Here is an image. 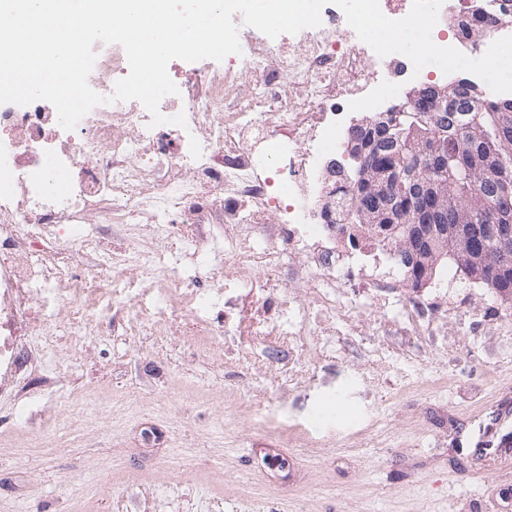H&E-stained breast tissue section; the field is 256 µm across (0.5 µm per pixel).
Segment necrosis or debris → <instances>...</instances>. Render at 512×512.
Returning <instances> with one entry per match:
<instances>
[{"label": "necrosis or debris", "instance_id": "obj_1", "mask_svg": "<svg viewBox=\"0 0 512 512\" xmlns=\"http://www.w3.org/2000/svg\"><path fill=\"white\" fill-rule=\"evenodd\" d=\"M344 18L324 6L320 26L297 33L295 52L243 28L238 66L171 63L179 92L160 110L184 114L183 128L151 126L140 102H111L129 72L117 44H94L88 82L106 101L74 130L48 102L0 104V397L28 426L27 447H53L61 430L54 419L36 425L43 410L25 395L40 369L34 336L179 335L205 349L237 335L246 360L264 367L257 342L314 332L322 352L354 348L383 364L404 338L430 344L470 318L440 288L407 293L393 271L358 263L335 212L322 209L336 192L324 172L340 147L337 102L361 104L388 81L387 66L406 63L394 53L386 68L369 67L358 47L337 59ZM241 67L256 74L245 100ZM286 82L300 95L282 96ZM283 283L301 303L280 296ZM370 314L392 324L382 340L363 327Z\"/></svg>", "mask_w": 512, "mask_h": 512}]
</instances>
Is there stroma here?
I'll use <instances>...</instances> for the list:
<instances>
[{
    "label": "stroma",
    "instance_id": "1",
    "mask_svg": "<svg viewBox=\"0 0 512 512\" xmlns=\"http://www.w3.org/2000/svg\"><path fill=\"white\" fill-rule=\"evenodd\" d=\"M446 79L440 71L400 77L349 116L383 111L416 83ZM437 345L410 347L396 372L371 369L340 400L348 354L315 363L313 347L273 348L312 362L309 379L292 389L287 378L247 368L232 336L204 352L179 336L86 337L32 380L42 407L66 420L89 392L158 393L171 402L148 421L125 406L120 427L72 428L58 447L33 453L20 446L10 401L0 400V512H82L88 501L92 512H508L512 468L498 473V460L473 459L444 437L512 390V324L474 325ZM335 401L339 411L315 443L297 444L289 419ZM363 415L377 424L358 447L348 430ZM147 424L164 435L160 447L143 442ZM271 451L288 459L294 481L267 468Z\"/></svg>",
    "mask_w": 512,
    "mask_h": 512
}]
</instances>
